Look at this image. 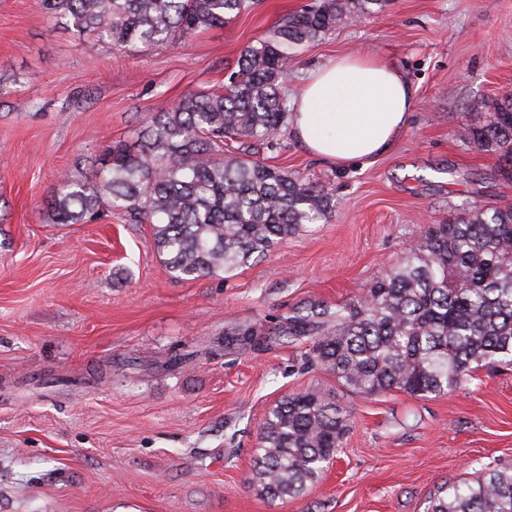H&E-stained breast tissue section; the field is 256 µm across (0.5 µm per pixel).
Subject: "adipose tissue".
Masks as SVG:
<instances>
[{
	"label": "adipose tissue",
	"instance_id": "obj_1",
	"mask_svg": "<svg viewBox=\"0 0 512 512\" xmlns=\"http://www.w3.org/2000/svg\"><path fill=\"white\" fill-rule=\"evenodd\" d=\"M413 102L414 91L396 65L367 53L339 55L309 73L291 133L327 164L367 165L395 145Z\"/></svg>",
	"mask_w": 512,
	"mask_h": 512
}]
</instances>
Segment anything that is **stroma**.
<instances>
[{"label": "stroma", "instance_id": "stroma-1", "mask_svg": "<svg viewBox=\"0 0 512 512\" xmlns=\"http://www.w3.org/2000/svg\"><path fill=\"white\" fill-rule=\"evenodd\" d=\"M307 0H260L234 22L121 53L37 0H0V512H426L446 482L512 468V366L448 395H351L301 367L304 346L225 355L226 326H266L316 299H357L429 226L512 203L495 155L463 142L484 102L512 92V0H388L303 47L288 76L372 53L410 80L393 149L339 169L283 129L267 163L325 187L334 207L231 277L174 278L150 225L103 211L50 223L47 203L82 157L227 83L241 49ZM317 388L352 413L335 464L301 498L251 483L267 411Z\"/></svg>", "mask_w": 512, "mask_h": 512}]
</instances>
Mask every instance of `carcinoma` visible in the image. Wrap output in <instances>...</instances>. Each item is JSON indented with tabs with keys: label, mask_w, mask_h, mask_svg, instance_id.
I'll return each mask as SVG.
<instances>
[{
	"label": "carcinoma",
	"mask_w": 512,
	"mask_h": 512,
	"mask_svg": "<svg viewBox=\"0 0 512 512\" xmlns=\"http://www.w3.org/2000/svg\"><path fill=\"white\" fill-rule=\"evenodd\" d=\"M387 0H312L241 50L224 90L186 94L92 163L91 178L63 175L53 224L93 221L107 206L149 224L158 254L176 278L233 273L314 224L332 196L300 174L255 159L288 126V71L298 49L345 18ZM255 0H38L79 36L116 51H146L224 27ZM462 139L512 172V93ZM311 345L308 368L322 369L354 395L402 392L431 398L461 387L483 364H512V204L434 224L358 299L332 310L308 300L272 328L234 324L224 351L272 341ZM351 414L319 390L278 401L266 414L252 483L273 500H296L318 482L349 430ZM428 512H512V469L444 483Z\"/></svg>",
	"instance_id": "cac0c4a2"
}]
</instances>
